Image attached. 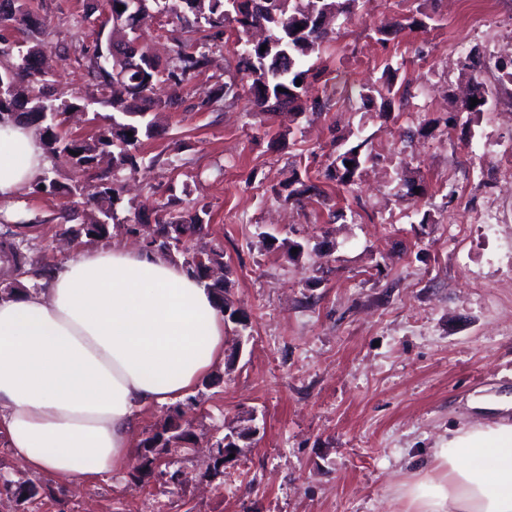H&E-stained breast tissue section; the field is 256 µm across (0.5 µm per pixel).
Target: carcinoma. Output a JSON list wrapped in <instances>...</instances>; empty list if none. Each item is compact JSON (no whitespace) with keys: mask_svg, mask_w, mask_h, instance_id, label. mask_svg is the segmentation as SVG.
I'll use <instances>...</instances> for the list:
<instances>
[{"mask_svg":"<svg viewBox=\"0 0 512 512\" xmlns=\"http://www.w3.org/2000/svg\"><path fill=\"white\" fill-rule=\"evenodd\" d=\"M358 0H89L84 14L88 21L95 13L104 16L101 25L112 24L108 43L114 47H126L127 51L138 55L147 54V48L140 41L132 25V19L150 9L164 16H173L180 21H188L186 14L201 16L209 29L216 34L231 29L236 43L243 44L239 53V70L250 79L247 94L256 108L262 111L276 110L296 101L295 93L308 89L307 80L317 77L314 69L302 68L301 62L322 51L324 43L330 41L334 32L336 15L351 13ZM124 6L118 10V6ZM35 26L32 12L24 0H0V28L13 27L27 32ZM213 35L204 34L194 41L175 40L172 56L165 68L153 63L152 68L143 71L127 68V60L98 45L92 59L90 76L103 88L109 90V103L112 105V123L90 144L75 139H67L56 131L57 114L68 108L66 104H55L44 93L34 94L31 87L45 82V72L41 67L42 49L36 45L23 48L6 46L0 49L3 55L17 50L19 63L0 70V85L4 93L0 96V115H19L27 123H37L45 130L42 135L44 149L53 155L63 156L82 170H88L96 159L97 152L105 151L119 140L124 149L115 158V165L134 166L136 152L141 137L150 136L155 126L154 120L147 119L153 111L162 106L157 96L161 85L174 81L189 83L209 64ZM266 50H261V46ZM260 60V69L252 67L249 56ZM301 83H296V80ZM283 91H278V88ZM132 136H127V133ZM366 142L362 141L336 154L340 162H331L328 177L344 186L355 183L361 167L374 159L363 151ZM352 167H346V163ZM45 189H40V186ZM48 195L63 192L71 195L79 190L74 185L65 190L58 183L42 175L34 183V191ZM102 215L97 224H79L70 230L89 240L103 239L109 234V226L116 219L115 205L119 200V190L114 181L106 176L99 177V184L88 193ZM203 217L187 210L168 211L158 221L154 229L155 238L148 248L163 257L178 261L194 275L204 287L212 290L219 304H224V285L205 282L207 263H219L224 259L219 249L195 248L189 245L192 238L202 229ZM0 252L11 257L14 265L21 269L28 263L23 240L14 239V233L6 231L0 235ZM192 432L179 424V407H174L164 423L146 433L140 448L149 455L154 449H178L185 447ZM5 495L16 501H25L35 493V486L15 483L3 479Z\"/></svg>","mask_w":512,"mask_h":512,"instance_id":"cac0c4a2","label":"carcinoma"}]
</instances>
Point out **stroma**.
<instances>
[{"label":"stroma","mask_w":512,"mask_h":512,"mask_svg":"<svg viewBox=\"0 0 512 512\" xmlns=\"http://www.w3.org/2000/svg\"><path fill=\"white\" fill-rule=\"evenodd\" d=\"M41 19L44 90L76 111L63 135L94 142L112 107L88 74L100 26L85 0H28ZM425 21L388 38L377 25ZM143 43L166 62L183 23L140 17ZM309 64L321 69L302 113L256 111L245 91L204 106L235 75L237 55L215 48L206 71L165 83L160 128L136 167L111 168L120 199L108 243L135 247L130 224L154 223L176 196L205 208L203 243L224 253V287L247 326L224 323V352L180 404L195 446L168 457L185 480L129 487L109 478L30 472L0 440V474L31 482L25 503L0 512H404L398 488L455 431L512 424V186L496 156L512 145V0H359ZM398 70L387 117L342 83H381ZM487 111H458L474 82ZM365 139L375 159L353 188L327 176L342 141ZM424 188L420 198L406 181ZM96 219L81 198L25 189L0 202L37 264L89 248L58 218ZM301 251H294V244ZM256 423L222 477L206 475L207 441Z\"/></svg>","instance_id":"35a3bbf8"}]
</instances>
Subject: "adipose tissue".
I'll list each match as a JSON object with an SVG mask.
<instances>
[{
	"label": "adipose tissue",
	"mask_w": 512,
	"mask_h": 512,
	"mask_svg": "<svg viewBox=\"0 0 512 512\" xmlns=\"http://www.w3.org/2000/svg\"><path fill=\"white\" fill-rule=\"evenodd\" d=\"M48 165L29 128L0 121V201ZM224 359V314L181 264L99 246L0 297V436L36 473L93 479L134 455L141 412L185 396ZM407 512H512V424L435 449L403 486Z\"/></svg>",
	"instance_id": "adipose-tissue-1"
}]
</instances>
